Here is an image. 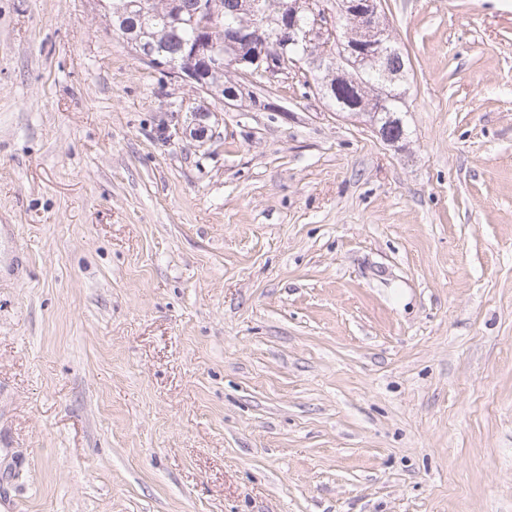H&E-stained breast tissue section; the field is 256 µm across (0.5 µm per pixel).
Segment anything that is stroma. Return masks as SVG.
I'll return each instance as SVG.
<instances>
[{"instance_id":"obj_1","label":"stroma","mask_w":512,"mask_h":512,"mask_svg":"<svg viewBox=\"0 0 512 512\" xmlns=\"http://www.w3.org/2000/svg\"><path fill=\"white\" fill-rule=\"evenodd\" d=\"M382 7L395 144L0 0V499L512 512V0Z\"/></svg>"}]
</instances>
